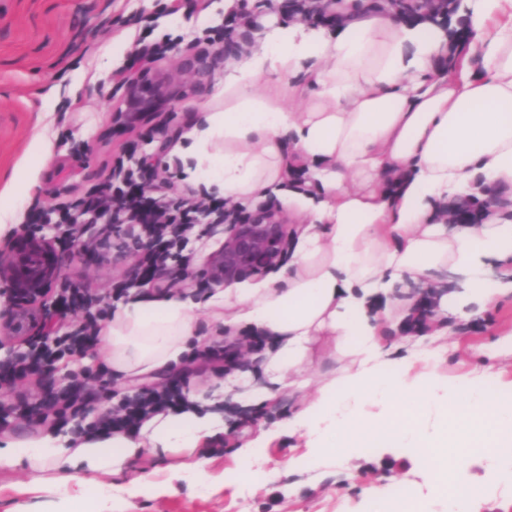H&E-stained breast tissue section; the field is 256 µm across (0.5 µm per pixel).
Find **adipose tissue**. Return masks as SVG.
Returning a JSON list of instances; mask_svg holds the SVG:
<instances>
[{"label": "adipose tissue", "mask_w": 512, "mask_h": 512, "mask_svg": "<svg viewBox=\"0 0 512 512\" xmlns=\"http://www.w3.org/2000/svg\"><path fill=\"white\" fill-rule=\"evenodd\" d=\"M467 2L475 35L454 53L439 21L350 10L329 28L267 26L228 57L223 108L201 109L175 151L189 179L234 200L283 181V151L306 160L319 194L288 191L289 205L310 218L288 277L214 289L205 335L192 300L131 297L102 330L103 363L139 380L180 364L205 336L219 341L246 329L272 341L262 380H215L189 392L188 409L150 414L133 434L5 442L0 469L31 471L33 491L53 483L54 469L87 473L71 493L80 501L144 449L190 452L223 434L225 395L247 408L285 389L301 398L288 432L306 447L350 464L352 449L369 443L421 441L427 474L443 492L473 443L496 431L512 435L511 400L467 383L443 395L435 381L450 328L512 292V206H489L477 224L448 221L462 194H512V0ZM300 73L315 102L290 112L276 81ZM447 273L457 290H447ZM421 284L436 291L430 342L403 355L388 332L411 315ZM322 337L352 360L340 375L315 374L312 348ZM366 405L373 413L363 414Z\"/></svg>", "instance_id": "obj_1"}]
</instances>
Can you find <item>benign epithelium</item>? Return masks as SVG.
Segmentation results:
<instances>
[{
  "mask_svg": "<svg viewBox=\"0 0 512 512\" xmlns=\"http://www.w3.org/2000/svg\"><path fill=\"white\" fill-rule=\"evenodd\" d=\"M282 11L295 14L323 16L325 23L334 24L333 16L324 14L321 0H283ZM190 91L177 78L160 75L154 81H145V73L138 71L127 81L122 105L113 109L112 121L120 126L145 125L161 108L181 101ZM224 212L223 206L213 202L205 204L195 222L207 223L214 231L224 235L221 247L209 254L204 262L199 282L206 287H228L254 277L264 276L281 268L287 261L289 249L288 227L279 212L260 204L253 210L234 216L224 222L211 212ZM78 258L85 262L99 259L96 250L88 247L83 231L75 230L68 246L28 229L0 247V283L6 284L8 302L0 308V336L8 339H44L49 333L50 314L42 305L64 277V257ZM130 275L143 285L155 288L175 285L178 274L166 267H146L135 262ZM433 291L428 287L418 290L416 309L426 316H433ZM245 369L239 350L234 344H224V371ZM29 374L47 380L44 399L56 401L63 392L77 394L79 383L67 384L56 376L55 366L36 363Z\"/></svg>",
  "mask_w": 512,
  "mask_h": 512,
  "instance_id": "1",
  "label": "benign epithelium"
}]
</instances>
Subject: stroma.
Returning a JSON list of instances; mask_svg holds the SVG:
<instances>
[{
  "mask_svg": "<svg viewBox=\"0 0 512 512\" xmlns=\"http://www.w3.org/2000/svg\"><path fill=\"white\" fill-rule=\"evenodd\" d=\"M166 0H0V190L6 175L17 177L25 198L20 226L34 219V206L51 210L66 207L101 188L121 164H136L140 157L168 150L155 174L145 175L147 186L171 182L188 187L179 159L171 149L190 130L194 117L224 79L223 61H216L210 76L196 81L183 66L186 55L208 52L206 31L224 27L229 15L224 0H180L178 12L165 10ZM151 20V30L134 24L135 16ZM126 36L118 56L108 49ZM172 38L175 48L154 62V69L170 73L192 94L176 103L173 113L162 114L152 134L113 127L112 108L124 92L123 71L129 70L140 38ZM120 236L107 258L95 264L78 260L66 268L67 281L94 294L111 293L130 282L131 256L122 251ZM512 336V295L500 298L490 310L454 329L447 338L448 352L438 371L440 386L455 389L462 378L478 382L494 374L502 389H512V359L481 355ZM107 350L104 338L85 345L81 355L57 361L59 375L82 381L85 397L61 406L59 412L26 419L10 413L0 429V440L29 439L47 431L75 433L92 426L101 409L117 406L124 397L155 388L159 378L127 381L102 371ZM277 412L245 424L225 411V437L212 439L193 455L205 463L212 479L207 485L183 478L169 480L170 468L183 453L164 458L144 450L120 472L103 476L112 497L92 501L84 512H368L373 487L391 483L404 471L416 479L426 472L417 448L355 450L359 467L349 470L333 455L315 458L289 436L288 420L298 399L281 393ZM271 429L277 436L259 449L260 469L278 468L269 484H248L234 477L246 430ZM469 482L489 485L481 512H512V480L501 479L498 466L481 455L471 456L464 470ZM29 475L23 470L0 471V512H64L63 494L53 488L23 491Z\"/></svg>",
  "mask_w": 512,
  "mask_h": 512,
  "instance_id": "1",
  "label": "stroma"
}]
</instances>
